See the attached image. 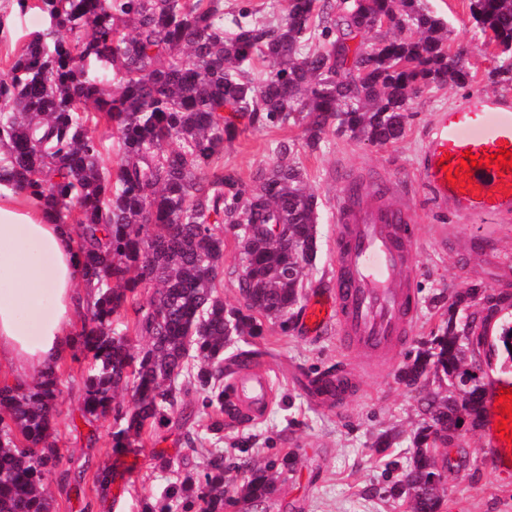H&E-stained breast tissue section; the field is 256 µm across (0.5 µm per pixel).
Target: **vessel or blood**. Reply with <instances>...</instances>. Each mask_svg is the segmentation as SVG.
Masks as SVG:
<instances>
[{
  "label": "vessel or blood",
  "mask_w": 512,
  "mask_h": 512,
  "mask_svg": "<svg viewBox=\"0 0 512 512\" xmlns=\"http://www.w3.org/2000/svg\"><path fill=\"white\" fill-rule=\"evenodd\" d=\"M503 150L512 152V97L473 93L438 111L426 134L419 176L459 217L493 224L512 216V167L484 162ZM466 152L477 156L479 164L470 170V188L462 190L447 180L446 172L459 168ZM336 221L333 292L329 301L308 306L307 326L319 332L336 322L349 352L386 359L404 344L418 306L415 289L400 278L413 264L411 214L383 204L357 207L344 195L336 202ZM240 390L264 402L269 383L246 373ZM509 390L512 379L499 378L484 400L487 443L501 470L512 467V441L497 428L503 416L499 398Z\"/></svg>",
  "instance_id": "vessel-or-blood-1"
}]
</instances>
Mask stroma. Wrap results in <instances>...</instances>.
Instances as JSON below:
<instances>
[{"instance_id":"35a3bbf8","label":"stroma","mask_w":512,"mask_h":512,"mask_svg":"<svg viewBox=\"0 0 512 512\" xmlns=\"http://www.w3.org/2000/svg\"><path fill=\"white\" fill-rule=\"evenodd\" d=\"M448 28L449 50L467 43L471 74L468 86L429 88L412 105L403 138L383 146L360 143L327 133L318 147H307L301 125L286 124L255 131L242 129L225 142L223 162L243 181L257 169L278 160L280 143H292L294 159L307 185L318 198V251L309 270L307 300L325 295L334 276L331 242L336 232V198L346 173L359 172L399 178L401 193L392 204L411 205L414 211L416 249L409 273L419 302L410 338L392 358L384 375L367 374L363 361L346 355L336 341L335 326L322 333H308L304 322L281 331L266 323L264 333L250 338L251 349L260 351L257 373L271 382L272 398L257 424L225 430L222 448L225 465L248 455L259 463L291 452L294 470L266 506L267 512H410L407 498L395 499L390 488L405 471L413 432L421 421L418 396L396 379L407 353L416 351L446 318L450 294L471 287L482 288L479 318L485 319L489 336H496L503 322L512 323V304L491 307L494 298L512 301V219L477 224L457 217L450 203L431 198L417 174L426 128L436 112L475 92L510 94L512 84H494L489 73L501 62V50L491 33L476 28L470 0H424ZM41 10L19 11L14 0H0V73L7 71L30 34L43 29ZM339 366L351 373L353 388L344 413L309 399L305 375L313 370ZM63 393L56 444L64 468L83 471L80 492L70 491L59 476L49 480L51 512H144L161 489L185 471L203 473L210 444L201 423L186 427L171 422L144 436L133 452L112 449V421L86 423L79 411L84 387V365L66 357L58 367ZM399 437L391 448H374L376 437L387 430ZM197 432L195 447H187L185 431ZM165 454L173 467L163 471L155 457ZM484 428L464 427L450 456L462 467L448 468L441 512H512V473L495 470L488 462ZM117 473L108 492H101L95 472L101 466Z\"/></svg>"}]
</instances>
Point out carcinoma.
Returning a JSON list of instances; mask_svg holds the SVG:
<instances>
[{"instance_id": "obj_1", "label": "carcinoma", "mask_w": 512, "mask_h": 512, "mask_svg": "<svg viewBox=\"0 0 512 512\" xmlns=\"http://www.w3.org/2000/svg\"><path fill=\"white\" fill-rule=\"evenodd\" d=\"M48 26L0 74V184L42 201L61 224L75 225L84 282L97 289L78 346L88 360L82 411L112 418V448L124 451L178 413L181 396L199 394L197 412L223 438L227 397L260 352L238 347L259 336L262 319L288 331L301 309L318 251L317 199L281 144V161L244 182L218 163L239 128L304 124L306 145L330 127L371 145L403 137L414 98L443 84L470 81L467 50L445 49V23L422 0H288L281 23L241 13L224 0H37ZM476 27L493 33L502 64L494 83L512 82V0H470ZM386 21L368 50L350 42ZM414 29L418 36H405ZM260 58L261 81L249 67ZM116 128V180L102 166L100 122ZM238 229L241 301L224 304V234ZM154 291L145 304L130 293ZM469 288L448 297L438 333L407 355L397 379L420 396L422 423L391 496L411 512H439L443 472L464 418L483 421L484 384L476 374L485 325L467 310ZM133 309L138 343L114 320ZM185 385H178V380ZM330 383L351 382L330 367L306 377L312 398ZM130 396L131 405L119 399ZM60 379L50 372L25 388L0 387V512H50L44 485L57 472L80 484L83 472L59 471L54 431ZM284 455L265 464L224 467L214 449L202 477L168 483L158 510L246 512L269 501L293 471ZM241 471L240 484L228 478Z\"/></svg>"}]
</instances>
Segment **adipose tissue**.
<instances>
[{
    "label": "adipose tissue",
    "mask_w": 512,
    "mask_h": 512,
    "mask_svg": "<svg viewBox=\"0 0 512 512\" xmlns=\"http://www.w3.org/2000/svg\"><path fill=\"white\" fill-rule=\"evenodd\" d=\"M72 225L54 223L38 199L0 185V370L25 387L74 346L72 322L90 300Z\"/></svg>",
    "instance_id": "adipose-tissue-1"
}]
</instances>
